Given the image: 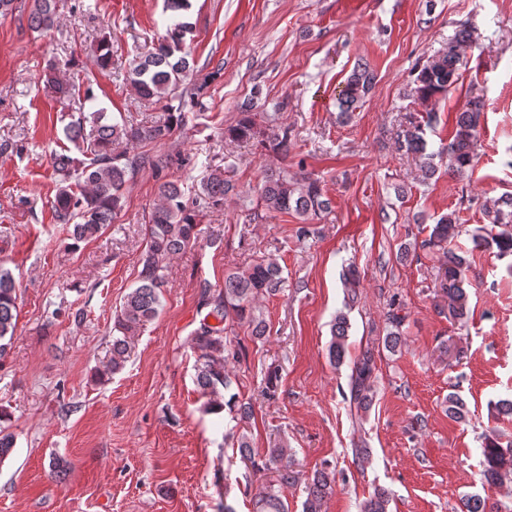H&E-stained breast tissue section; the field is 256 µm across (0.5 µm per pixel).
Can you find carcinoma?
Masks as SVG:
<instances>
[{
    "label": "carcinoma",
    "mask_w": 512,
    "mask_h": 512,
    "mask_svg": "<svg viewBox=\"0 0 512 512\" xmlns=\"http://www.w3.org/2000/svg\"><path fill=\"white\" fill-rule=\"evenodd\" d=\"M165 8L171 12L173 22L166 34L151 50L135 57L126 71L127 80L142 98L156 102L182 100L197 95V88L187 81L190 71L189 53L185 38L192 31V24L184 20L189 0H165ZM59 0H32L27 16L29 28L49 30L58 22ZM472 47L471 34L467 26L448 39L444 52L418 62L415 67L414 92L417 98L427 102L439 95H446L460 77V65L465 50ZM374 82L373 75L365 67L357 66L346 80L337 98L341 116L347 118L358 104L369 94ZM44 86L60 101L75 96V86L59 76L58 67L51 63L44 74ZM484 107L480 98H472L457 112L454 134L448 142V171L465 176L473 170L478 155L479 118ZM185 121V113L168 112L163 118L150 125L130 122H116L104 108L92 112H80L76 120L65 127L66 140L82 147L85 159L74 164L68 150L55 154L54 168L58 174L55 197L52 204L58 222L72 225V237L83 241L96 236L104 226L112 223L123 207L124 193L129 182L142 169L150 168L161 172L168 164V158L149 151L131 153L127 150L116 152L113 146L125 144L133 147L141 143H166L172 139L178 127ZM261 128L255 121V113L246 109L235 123L224 129V137L233 141L253 140L260 136ZM425 130L413 121L404 130L402 147L423 159L426 176L437 171L434 155L426 153ZM292 133L288 127L273 128L268 136L270 146L281 155H288ZM226 167L216 166L207 170L200 182V190L192 199L186 195L179 183L166 179L159 184L158 202L149 214L145 225V246L140 257L138 285L129 292L117 311L112 326L111 357L105 366V373L115 375L121 372L132 350L135 336L147 323L160 313L162 296L166 288L165 269L168 262L195 246L201 235L198 223L199 212L203 209L218 208L224 199L234 191ZM265 213L269 215L295 212L303 224L296 233L305 238L310 235L308 224L315 217L329 210L322 181L313 175L299 178L288 175L286 170L268 169L263 175L260 193ZM491 228L475 237L476 244L496 247L502 254H512V194L491 201L486 207ZM456 213L441 216L433 225L429 237L421 242L405 244L401 251L407 254L412 248L442 251L445 277L451 285H442L448 294L449 308L456 316L464 314L467 305L462 279L466 272V259L450 248L458 236ZM345 283L351 286L347 293V306L358 301L354 289L359 280V270L350 265L343 274ZM285 280L282 269L273 260L262 259L227 274L224 288L217 296L202 295V303L211 307L208 315L217 324L202 320L193 336L194 349L198 356L195 364V381L202 394L207 397L205 411L218 414L224 410L247 419L252 415V406L232 396L225 398L224 391L231 387L226 365L237 356L224 337L226 322L237 320L247 323L251 336L257 340L265 338L267 323L257 308V300L265 294L282 290ZM403 318L392 315L393 329L382 338L384 348L396 352L402 344L400 331ZM18 324V303L16 282L10 270L0 266V360L8 354V347L16 335ZM347 316L340 312L331 326L328 345L330 362L341 365L347 356ZM375 347L368 346L353 361L350 376V403L358 410L370 407L375 397L376 378ZM236 445L242 459L253 468H274L275 484L259 491L256 496V512H288V501L283 499L282 489L296 481L292 454L288 448L279 445L269 450L268 462L258 463L251 451V444L244 434L236 437ZM482 455L485 467L483 480L490 486L502 482L512 473V442L502 444L494 437H484ZM335 473L325 468L314 472L305 486L306 498L303 512H322L324 499L332 492ZM390 493L382 488L361 503L360 512H389Z\"/></svg>",
    "instance_id": "obj_1"
}]
</instances>
